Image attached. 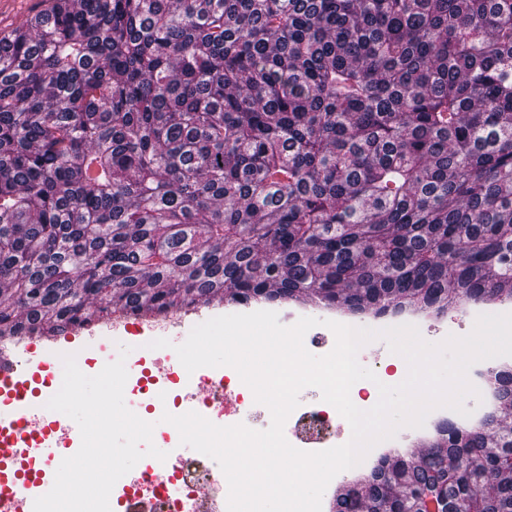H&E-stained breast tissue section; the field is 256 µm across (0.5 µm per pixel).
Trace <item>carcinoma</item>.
<instances>
[{
	"label": "carcinoma",
	"instance_id": "cac0c4a2",
	"mask_svg": "<svg viewBox=\"0 0 512 512\" xmlns=\"http://www.w3.org/2000/svg\"><path fill=\"white\" fill-rule=\"evenodd\" d=\"M510 299L512 0H52L0 37V340ZM510 461L447 426L336 512H512ZM254 311H257V309L251 306H239L225 303L220 307H203L196 310H190L188 312L190 313L188 316H184V312L178 313L177 316H184L183 325L181 326L182 323L179 318L174 317L170 319V321L166 322L165 328L175 329L181 327L180 330L172 332H182L183 335L188 336L194 326L203 323L210 318L228 314L250 313ZM185 336H182L180 333L169 334L165 339H168L173 344L178 345L186 340Z\"/></svg>",
	"mask_w": 512,
	"mask_h": 512
}]
</instances>
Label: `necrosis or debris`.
I'll list each match as a JSON object with an SVG mask.
<instances>
[{
    "instance_id": "necrosis-or-debris-1",
    "label": "necrosis or debris",
    "mask_w": 512,
    "mask_h": 512,
    "mask_svg": "<svg viewBox=\"0 0 512 512\" xmlns=\"http://www.w3.org/2000/svg\"><path fill=\"white\" fill-rule=\"evenodd\" d=\"M126 369L135 380V392L145 396L149 406L170 405L163 383L177 379L179 399L204 417H223L225 422H242L252 429L265 423L263 405L241 386L238 373L229 367L200 368L187 373L178 357L153 350L149 369H141L131 358ZM288 440L303 451H321L337 446L343 433L342 417L320 393L300 396L298 407L286 421ZM227 485L215 471L211 459L197 451L178 452L163 463L141 461L121 477L112 489L118 506L145 501L151 512H226Z\"/></svg>"
}]
</instances>
